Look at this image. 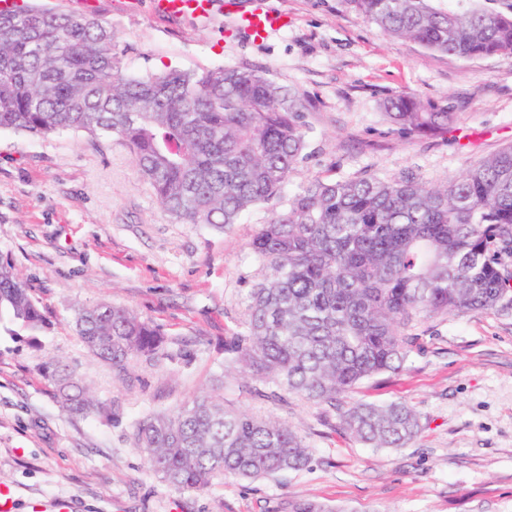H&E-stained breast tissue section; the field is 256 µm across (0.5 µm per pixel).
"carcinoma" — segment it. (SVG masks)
<instances>
[{"label": "carcinoma", "instance_id": "obj_1", "mask_svg": "<svg viewBox=\"0 0 512 512\" xmlns=\"http://www.w3.org/2000/svg\"><path fill=\"white\" fill-rule=\"evenodd\" d=\"M388 35L471 59L512 53V17L434 0H347ZM390 122L432 134L455 119L447 101L388 99ZM305 99L262 70L205 66L146 77L127 73L112 30L91 15L42 6L0 12V130L114 136L177 224L216 229L277 200L307 143ZM266 270L248 294L242 331L224 342V367L335 411L372 448H401L420 431L403 403L343 405L364 380L407 362L418 324L471 311L512 314V147L442 184L415 176L314 178L272 212L251 243ZM13 334L42 336L50 322L13 265L0 260V315ZM77 334L120 371L134 357L165 356L160 329L130 309L99 304L74 316ZM62 404L100 406L65 365L48 367ZM135 449L178 490L219 476L295 471L309 448L288 425L230 409L209 394L149 416ZM290 512H334L307 498Z\"/></svg>", "mask_w": 512, "mask_h": 512}]
</instances>
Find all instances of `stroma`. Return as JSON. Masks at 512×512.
<instances>
[{"mask_svg":"<svg viewBox=\"0 0 512 512\" xmlns=\"http://www.w3.org/2000/svg\"><path fill=\"white\" fill-rule=\"evenodd\" d=\"M287 14L257 42L231 15L255 5ZM130 73L230 65L267 71L306 100L307 148L283 189L313 177L412 175L439 184L512 145V53L473 59L431 52L365 22L346 0H232L209 21L156 16L150 0H97ZM409 92L447 101L448 131L406 136L383 103ZM273 204L224 230L173 223L113 137L47 138L0 131V254L8 256L52 329L29 342L0 327V482L16 512L58 498L72 512H288L297 498L346 512H512V316L491 311L419 324L402 371L363 381L355 401L403 402L421 430L405 447L355 441L324 405L224 370V341L242 329L264 270L250 249ZM129 307L162 330L168 356L124 372L89 351L75 309ZM61 360L107 407L64 412L43 366ZM288 424L307 467L256 481L218 477L201 491L163 482L133 447L136 424L201 392Z\"/></svg>","mask_w":512,"mask_h":512,"instance_id":"obj_1","label":"stroma"}]
</instances>
